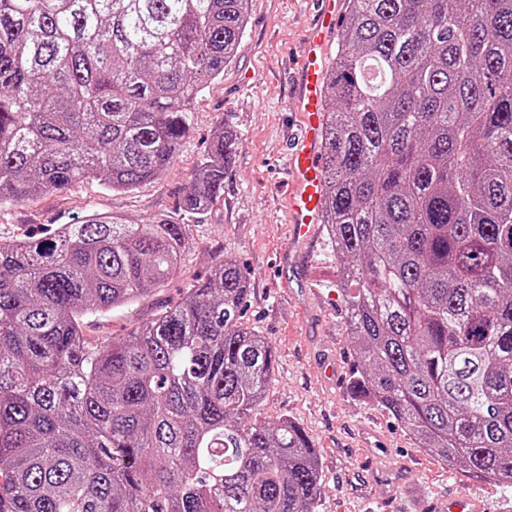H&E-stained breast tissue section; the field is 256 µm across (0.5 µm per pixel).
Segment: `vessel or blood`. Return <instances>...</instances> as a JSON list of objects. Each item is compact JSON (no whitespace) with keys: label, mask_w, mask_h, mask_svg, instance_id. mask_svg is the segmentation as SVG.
<instances>
[{"label":"vessel or blood","mask_w":512,"mask_h":512,"mask_svg":"<svg viewBox=\"0 0 512 512\" xmlns=\"http://www.w3.org/2000/svg\"><path fill=\"white\" fill-rule=\"evenodd\" d=\"M344 0H320L316 23L305 32L306 59L296 77L294 105L303 131L289 154L292 190L288 209L295 236L309 235L322 221L323 167L317 157L322 128V78L326 70L325 42L335 29Z\"/></svg>","instance_id":"1"}]
</instances>
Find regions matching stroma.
I'll list each match as a JSON object with an SVG mask.
<instances>
[{
  "label": "stroma",
  "mask_w": 512,
  "mask_h": 512,
  "mask_svg": "<svg viewBox=\"0 0 512 512\" xmlns=\"http://www.w3.org/2000/svg\"><path fill=\"white\" fill-rule=\"evenodd\" d=\"M316 9L317 0H249L236 58L196 103L192 132L164 177L131 193L85 180L2 204L0 239L39 234L94 211L139 221L175 212L219 123L232 126L238 145L224 199L189 225L195 246L179 273L131 308L89 316L85 335L125 336L176 303L224 257H234L249 278L244 321L276 352L275 379L259 417L294 420L317 449L323 471L317 512H443L451 494L475 498L483 512H512V487L472 478L419 448L387 412L350 390L357 363L336 290V255L323 230L294 241L285 205L288 140L300 125L291 93ZM328 362L335 377L324 374Z\"/></svg>",
  "instance_id": "stroma-1"
}]
</instances>
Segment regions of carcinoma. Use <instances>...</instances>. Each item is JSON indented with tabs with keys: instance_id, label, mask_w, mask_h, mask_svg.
I'll use <instances>...</instances> for the list:
<instances>
[{
	"instance_id": "obj_1",
	"label": "carcinoma",
	"mask_w": 512,
	"mask_h": 512,
	"mask_svg": "<svg viewBox=\"0 0 512 512\" xmlns=\"http://www.w3.org/2000/svg\"><path fill=\"white\" fill-rule=\"evenodd\" d=\"M247 21L248 0H0V204L165 176ZM324 99L351 391L512 487V0H350ZM236 145L219 124L179 214L224 199ZM192 248L166 214L0 240V512H317L316 449L256 416L275 348L236 259L122 339L83 335Z\"/></svg>"
}]
</instances>
